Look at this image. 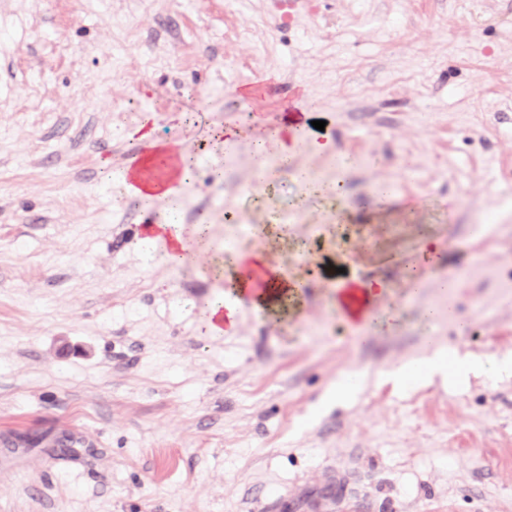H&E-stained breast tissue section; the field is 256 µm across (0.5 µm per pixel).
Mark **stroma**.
Masks as SVG:
<instances>
[{
    "instance_id": "35a3bbf8",
    "label": "stroma",
    "mask_w": 512,
    "mask_h": 512,
    "mask_svg": "<svg viewBox=\"0 0 512 512\" xmlns=\"http://www.w3.org/2000/svg\"><path fill=\"white\" fill-rule=\"evenodd\" d=\"M143 124L193 158L171 199L123 189ZM146 217L266 250L298 312L206 337L221 284ZM326 245L390 328L336 312ZM437 345L445 376L388 379ZM475 359L512 360V0H0V512H303L336 470L360 512H512V370Z\"/></svg>"
}]
</instances>
